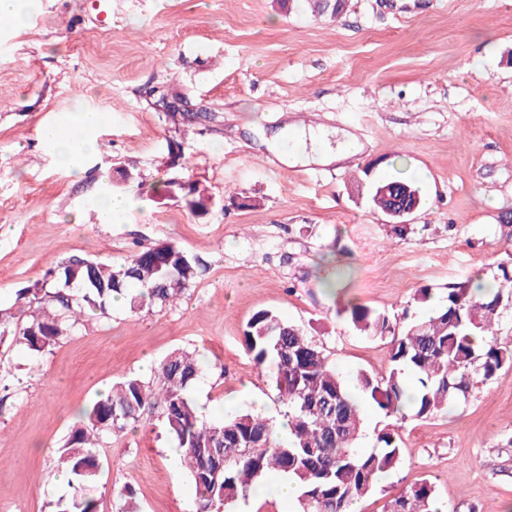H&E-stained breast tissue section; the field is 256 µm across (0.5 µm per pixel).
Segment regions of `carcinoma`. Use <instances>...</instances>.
<instances>
[{
    "mask_svg": "<svg viewBox=\"0 0 512 512\" xmlns=\"http://www.w3.org/2000/svg\"><path fill=\"white\" fill-rule=\"evenodd\" d=\"M321 15L342 11L343 0H312ZM179 192L196 215L210 212L209 194L192 181L151 188L147 199ZM370 201L384 212L400 201L423 205L415 182L375 180ZM207 271L206 263L173 243L132 254L121 264L73 256L16 293L0 309V344L6 342L38 361L77 332L84 318L112 316L122 299L131 313L165 307ZM512 271L477 294L469 282L448 289L442 304L424 317L403 310L394 316L349 302L336 309L360 334L388 340V372L374 378L359 371L345 378L324 350L299 325L272 310H259L243 331V348L265 370L287 409L288 441L279 442L273 425L252 411L222 422L201 415L192 388L204 368L196 354L176 349L160 363L151 381L129 376L101 393L58 449L72 488L54 512H97L100 461L96 449L135 424L149 408L159 415L168 437L181 450L195 489V512H228L247 499L270 473L288 476L300 487V512H350L368 496L376 478L397 469L400 446L392 430L376 438V449L358 446L363 432L360 396L388 416L426 420L448 413L479 382L512 368V343L496 338L495 324L512 293ZM359 394H354L352 389ZM434 488L417 480L390 496L385 512H435Z\"/></svg>",
    "mask_w": 512,
    "mask_h": 512,
    "instance_id": "cac0c4a2",
    "label": "carcinoma"
}]
</instances>
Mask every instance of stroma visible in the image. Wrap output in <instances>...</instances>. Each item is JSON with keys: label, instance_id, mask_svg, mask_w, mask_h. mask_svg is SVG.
<instances>
[{"label": "stroma", "instance_id": "obj_1", "mask_svg": "<svg viewBox=\"0 0 512 512\" xmlns=\"http://www.w3.org/2000/svg\"><path fill=\"white\" fill-rule=\"evenodd\" d=\"M173 94L188 110L171 118ZM78 105L103 114L79 179L39 137ZM287 126L360 150L280 160L269 140ZM395 164L428 201L402 236L357 183ZM117 168L136 180L113 184ZM170 179L207 190L206 219L179 198L145 201ZM106 192L131 201L111 224L97 211ZM236 192L256 205L238 207ZM163 242L208 264L163 310L89 318L35 369L0 345V512H50L70 494L58 448L98 392L153 378L145 358L200 351L204 415L248 409L277 425L285 408L242 347L254 313L304 327L343 375L380 376L386 341L339 318L337 300L423 316L417 290L436 306L450 286L512 267V0H347L336 18L304 0L288 13L275 0H34L23 27L0 26V306L69 257L119 264ZM335 276L332 296L320 282ZM363 408L360 447L393 430L401 464L356 512H383L393 489L422 478L442 512H512V369L441 418ZM172 447L148 413L99 448L97 512H195Z\"/></svg>", "mask_w": 512, "mask_h": 512}]
</instances>
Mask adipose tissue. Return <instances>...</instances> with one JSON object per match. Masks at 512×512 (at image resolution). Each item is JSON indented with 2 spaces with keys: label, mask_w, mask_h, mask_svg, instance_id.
Here are the masks:
<instances>
[{
  "label": "adipose tissue",
  "mask_w": 512,
  "mask_h": 512,
  "mask_svg": "<svg viewBox=\"0 0 512 512\" xmlns=\"http://www.w3.org/2000/svg\"><path fill=\"white\" fill-rule=\"evenodd\" d=\"M101 122V112L79 106L61 113L54 123L41 129L40 136L53 149L59 165L78 176L95 148L94 133Z\"/></svg>",
  "instance_id": "adipose-tissue-1"
}]
</instances>
